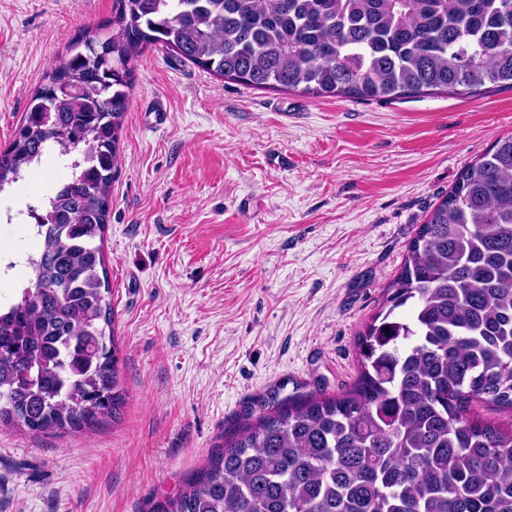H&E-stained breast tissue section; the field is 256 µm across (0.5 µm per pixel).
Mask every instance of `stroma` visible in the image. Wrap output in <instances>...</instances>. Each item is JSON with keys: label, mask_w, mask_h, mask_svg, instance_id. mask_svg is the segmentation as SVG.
<instances>
[{"label": "stroma", "mask_w": 512, "mask_h": 512, "mask_svg": "<svg viewBox=\"0 0 512 512\" xmlns=\"http://www.w3.org/2000/svg\"><path fill=\"white\" fill-rule=\"evenodd\" d=\"M112 2L0 0V146ZM133 66L104 240L125 403L92 432L0 430V512H151L269 399L351 389L420 224L512 133L508 89L314 98L162 50ZM67 177L46 160L11 203Z\"/></svg>", "instance_id": "1"}]
</instances>
